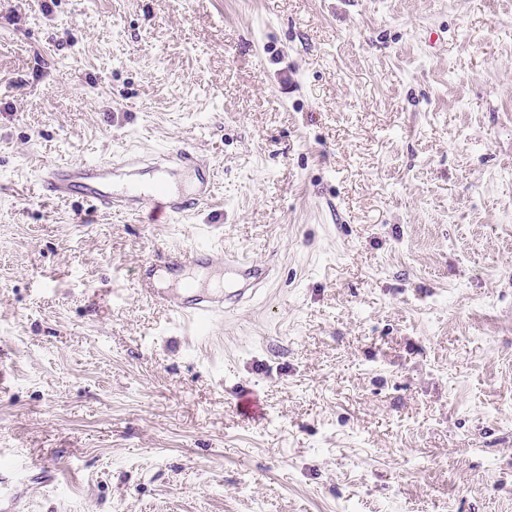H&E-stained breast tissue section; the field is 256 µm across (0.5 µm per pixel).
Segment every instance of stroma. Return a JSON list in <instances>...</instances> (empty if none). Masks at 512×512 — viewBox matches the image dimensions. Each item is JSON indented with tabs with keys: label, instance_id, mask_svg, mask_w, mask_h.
<instances>
[{
	"label": "stroma",
	"instance_id": "1",
	"mask_svg": "<svg viewBox=\"0 0 512 512\" xmlns=\"http://www.w3.org/2000/svg\"><path fill=\"white\" fill-rule=\"evenodd\" d=\"M194 147L177 221L43 167ZM270 270L202 336L163 246ZM25 512H512V0H0V461Z\"/></svg>",
	"mask_w": 512,
	"mask_h": 512
}]
</instances>
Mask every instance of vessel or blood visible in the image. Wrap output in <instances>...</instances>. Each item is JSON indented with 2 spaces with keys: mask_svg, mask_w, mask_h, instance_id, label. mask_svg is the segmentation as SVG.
I'll list each match as a JSON object with an SVG mask.
<instances>
[{
  "mask_svg": "<svg viewBox=\"0 0 512 512\" xmlns=\"http://www.w3.org/2000/svg\"><path fill=\"white\" fill-rule=\"evenodd\" d=\"M144 160L136 154L122 156L120 162L105 160L95 163L61 164L41 170L37 178L39 196L50 200L80 197L96 211L109 214L140 213L155 210L177 219L208 206L214 198V185L200 178L191 191L173 192L165 174L169 167L200 173L203 163L194 149L179 147L157 157L151 168L155 175L151 181L133 178L122 186H115L111 175L115 167L131 170L142 166ZM211 249L197 246L192 251L168 249L161 251L146 263L145 273L138 283L142 294L165 307L173 316L186 318L196 329H204L226 306H239L253 297L265 282V267L238 255L224 262V284L217 288L197 287L192 278H184L178 289L168 291L155 287L157 270H185L212 261ZM30 466L12 463L0 465V512H21L23 476Z\"/></svg>",
  "mask_w": 512,
  "mask_h": 512,
  "instance_id": "1",
  "label": "vessel or blood"
}]
</instances>
